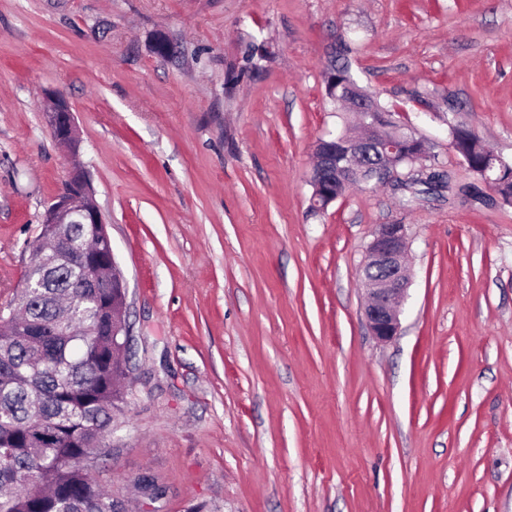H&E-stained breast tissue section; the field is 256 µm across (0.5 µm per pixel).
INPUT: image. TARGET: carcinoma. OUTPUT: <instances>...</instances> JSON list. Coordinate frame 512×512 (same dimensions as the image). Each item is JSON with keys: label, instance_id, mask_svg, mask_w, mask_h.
<instances>
[{"label": "carcinoma", "instance_id": "cac0c4a2", "mask_svg": "<svg viewBox=\"0 0 512 512\" xmlns=\"http://www.w3.org/2000/svg\"><path fill=\"white\" fill-rule=\"evenodd\" d=\"M336 93L357 86L339 60L324 72ZM470 167L497 181L512 205V160L502 169L491 151L452 130ZM401 187L413 198L440 190L443 174L405 164ZM40 236L61 242L35 257L31 287L0 307V512H126L83 464L105 447L112 411L124 400L128 362L123 337L112 335V289L84 287L86 251L112 264V246L89 224H43ZM164 490L148 486L146 512H161Z\"/></svg>", "mask_w": 512, "mask_h": 512}]
</instances>
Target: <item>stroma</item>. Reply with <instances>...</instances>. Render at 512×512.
Masks as SVG:
<instances>
[{"mask_svg":"<svg viewBox=\"0 0 512 512\" xmlns=\"http://www.w3.org/2000/svg\"><path fill=\"white\" fill-rule=\"evenodd\" d=\"M343 45L447 188L311 210L314 144L350 119L323 82ZM458 127L512 158V0H0V305L79 167L132 366L92 474L130 512L145 475L164 512H512V205L458 196ZM380 224L409 241L386 343L359 277ZM42 112L58 144L70 155H75L78 146L77 129L73 113L65 99L57 92L46 93Z\"/></svg>","mask_w":512,"mask_h":512,"instance_id":"stroma-1","label":"stroma"}]
</instances>
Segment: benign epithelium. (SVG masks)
I'll use <instances>...</instances> for the list:
<instances>
[{"mask_svg":"<svg viewBox=\"0 0 512 512\" xmlns=\"http://www.w3.org/2000/svg\"><path fill=\"white\" fill-rule=\"evenodd\" d=\"M353 111L359 113L365 134L347 140L345 153L336 150V142L319 139L314 147L315 164L311 176L315 190L336 183V179L388 183L398 178V164L411 160L420 164L430 158L423 140L403 137L398 123L386 113L372 111L364 94L351 93L345 98ZM42 112L59 145L70 155L78 146L77 129L71 109L56 92L45 94ZM46 224H95L108 234L105 219L93 200V194L79 168H74L65 190L47 208ZM408 248L407 225L379 224L368 246L364 269L379 268L383 275L367 282V304L364 316L372 335L382 342L397 336L400 329V306L408 285L405 258ZM112 335L128 336L126 324L118 315L126 302V284L112 263Z\"/></svg>","mask_w":512,"mask_h":512,"instance_id":"7a95c632","label":"benign epithelium"}]
</instances>
